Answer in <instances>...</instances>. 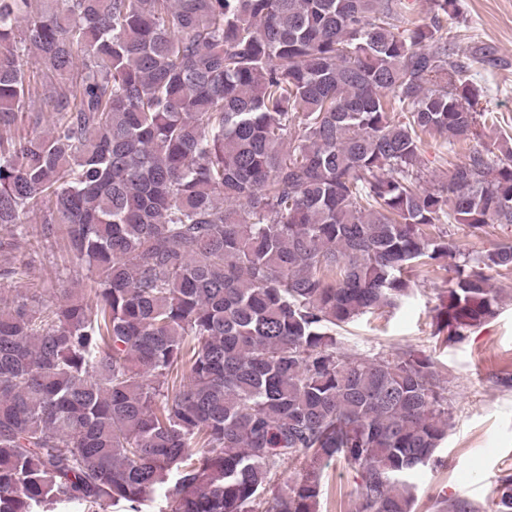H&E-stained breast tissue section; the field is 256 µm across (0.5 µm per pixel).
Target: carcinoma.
Masks as SVG:
<instances>
[{
	"mask_svg": "<svg viewBox=\"0 0 512 512\" xmlns=\"http://www.w3.org/2000/svg\"><path fill=\"white\" fill-rule=\"evenodd\" d=\"M433 4L0 0V512H320L331 460L355 512H416L440 371L336 330L443 270L433 336L461 341L512 271L443 228L512 224L508 142L418 187L427 138L483 137ZM57 240L86 280L48 303L16 253Z\"/></svg>",
	"mask_w": 512,
	"mask_h": 512,
	"instance_id": "carcinoma-1",
	"label": "carcinoma"
}]
</instances>
